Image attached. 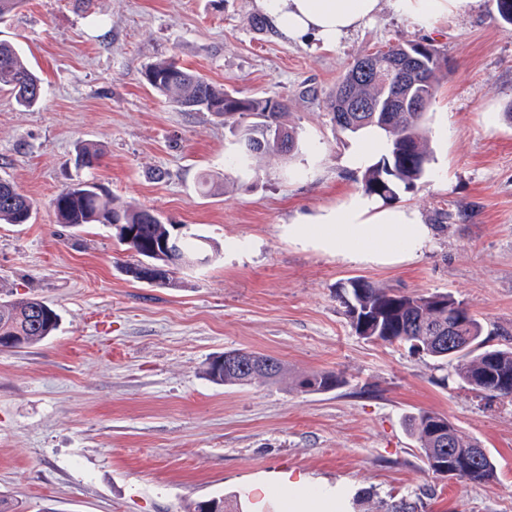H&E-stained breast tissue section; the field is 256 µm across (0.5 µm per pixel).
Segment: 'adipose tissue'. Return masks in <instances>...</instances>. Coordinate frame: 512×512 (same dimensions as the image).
<instances>
[{"instance_id": "1", "label": "adipose tissue", "mask_w": 512, "mask_h": 512, "mask_svg": "<svg viewBox=\"0 0 512 512\" xmlns=\"http://www.w3.org/2000/svg\"><path fill=\"white\" fill-rule=\"evenodd\" d=\"M477 0H255L257 11L282 37L333 46L348 31L373 19L382 4L401 15L424 19L472 8ZM291 238L356 262L394 264L411 259L428 242L431 230L405 205H383L361 192L350 194L314 220L288 228ZM294 482L281 477L286 512H340L330 489L314 497L294 495Z\"/></svg>"}]
</instances>
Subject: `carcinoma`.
Returning <instances> with one entry per match:
<instances>
[{
    "label": "carcinoma",
    "mask_w": 512,
    "mask_h": 512,
    "mask_svg": "<svg viewBox=\"0 0 512 512\" xmlns=\"http://www.w3.org/2000/svg\"><path fill=\"white\" fill-rule=\"evenodd\" d=\"M415 50V61L405 50ZM369 64L370 72L362 71ZM448 76V58L432 45H389L356 59L336 83L325 104L332 120L343 131L358 134L376 128L385 134L388 153L366 168L362 191L384 201L399 199L423 179L432 161L429 137L424 127L426 110L439 82ZM148 85L188 112H211L224 116L237 137L238 152L229 165L247 164L258 157L291 156L300 149L297 132L284 122L288 101L274 97L242 96L218 88L173 60L149 66ZM0 89L11 92L17 104L34 107L42 97V79L25 62L21 50L0 41ZM248 123H243V120ZM100 152L83 146L77 166L98 164ZM58 223L71 227L122 224L135 231L126 243L136 262L126 268L134 280L169 284L183 259L194 258L208 246L203 236L189 234L179 239L174 255L151 256L149 252L173 240V226L154 213L120 203L99 185L79 181L53 199ZM33 203L12 182L0 179V223L27 224ZM336 296L353 320L356 332L369 341L403 344L450 369L468 390L491 399L512 400V347L488 344L484 326L463 302L447 293H406L380 286L363 277L339 283ZM59 315L37 298L0 299V348L37 345L52 336ZM13 343H8V340ZM284 364L261 355L244 363L227 365L213 358L206 368L211 382L224 386L265 383L281 377ZM342 384L333 372L314 371L297 382L312 393ZM406 428L419 444L428 470L440 477H456L472 483L496 479L497 467L479 442L463 434L448 417L420 411L406 418ZM352 507L361 512H422L420 502L406 496L373 500L368 491L355 493Z\"/></svg>",
    "instance_id": "carcinoma-1"
}]
</instances>
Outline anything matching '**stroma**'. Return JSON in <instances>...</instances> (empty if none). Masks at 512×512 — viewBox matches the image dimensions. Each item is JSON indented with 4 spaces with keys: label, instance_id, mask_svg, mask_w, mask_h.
<instances>
[{
    "label": "stroma",
    "instance_id": "1",
    "mask_svg": "<svg viewBox=\"0 0 512 512\" xmlns=\"http://www.w3.org/2000/svg\"><path fill=\"white\" fill-rule=\"evenodd\" d=\"M254 0H24L0 20L43 82L26 109L0 91V177L33 203L28 224H0V297H38L61 316L54 336L0 351V491L25 512H186L239 495L278 512L274 475L309 491L373 489L421 499L424 512H512V401L483 400L434 360L358 336L336 296L362 276L467 303L491 344H512V31L495 0L424 23L389 7L334 47L258 26ZM418 41L446 53L448 76L427 114L433 161L400 204L432 230L412 260L353 262L288 236L360 191L342 160L355 137L325 96L362 54ZM177 59L212 84L288 100L303 143L231 169L224 120L187 112L144 72ZM97 145L98 165L76 167ZM227 187L205 195L202 176ZM94 179L119 201L209 238L211 264L166 286L128 276L111 229L58 223L52 201ZM231 349L288 367L276 384L219 386L209 359ZM332 371L342 386L302 393ZM447 416L498 463L474 484L426 468L407 416ZM342 384V380L333 372L314 371L311 372L297 382L298 388H308L306 392H324L331 390Z\"/></svg>",
    "mask_w": 512,
    "mask_h": 512
}]
</instances>
